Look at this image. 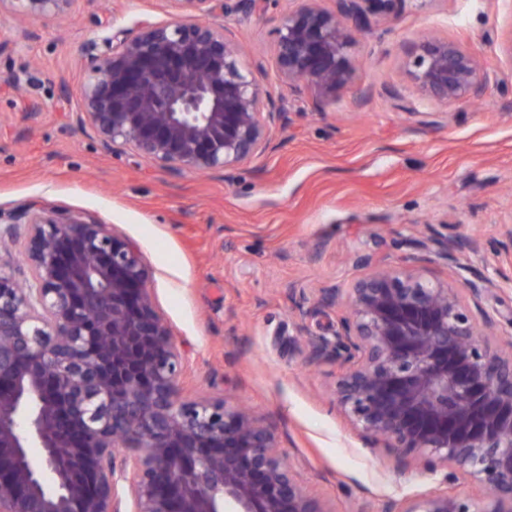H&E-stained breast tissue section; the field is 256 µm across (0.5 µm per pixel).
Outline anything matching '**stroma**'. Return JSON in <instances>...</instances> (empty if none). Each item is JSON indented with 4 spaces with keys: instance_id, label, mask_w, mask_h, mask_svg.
I'll return each mask as SVG.
<instances>
[{
    "instance_id": "35a3bbf8",
    "label": "stroma",
    "mask_w": 512,
    "mask_h": 512,
    "mask_svg": "<svg viewBox=\"0 0 512 512\" xmlns=\"http://www.w3.org/2000/svg\"><path fill=\"white\" fill-rule=\"evenodd\" d=\"M77 0L65 24L0 16V72L21 73L24 92L0 86V211L33 202L81 211L138 243L154 301L188 363L191 395H233L271 422L298 479L335 512H388L407 497L449 492L476 499L464 477L396 470L331 402L336 369L302 365L293 351L289 288L347 287L367 273L360 257L426 264L403 248L413 231L477 236L484 250L439 267L453 285L496 284L482 306L512 309V65L500 51L512 0H405L355 33L360 69L351 88L321 105L279 82L271 56L287 0L262 14L224 16L283 100L286 129L273 150L223 175L178 176L130 153L103 152L74 118L83 54L106 25L136 31L169 22L160 0ZM435 33L476 52L487 84L479 99L422 98L405 62ZM437 113L422 124L420 113ZM320 254H313L316 242Z\"/></svg>"
}]
</instances>
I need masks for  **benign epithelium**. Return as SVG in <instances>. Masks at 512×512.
Returning <instances> with one entry per match:
<instances>
[{
	"label": "benign epithelium",
	"instance_id": "benign-epithelium-1",
	"mask_svg": "<svg viewBox=\"0 0 512 512\" xmlns=\"http://www.w3.org/2000/svg\"><path fill=\"white\" fill-rule=\"evenodd\" d=\"M77 0H0V14L67 21ZM175 23L111 30L84 61L76 121L107 153L175 174H223L275 148L287 110L260 85L216 16L227 0H161ZM272 56L288 91L320 105L355 81L353 29L404 0H292ZM426 98L479 97L477 55L436 34L406 62ZM29 275L0 263V512H333L300 482L275 427L229 398L189 395L184 358L156 309L139 246L83 212L31 203L0 214ZM430 262H457L480 238L415 236ZM495 283L460 288L416 265L384 262L348 287L290 288L306 367L339 365L334 399L397 465L451 466L486 490L401 500L389 512H512V351L481 307ZM347 314L332 336L310 321Z\"/></svg>",
	"mask_w": 512,
	"mask_h": 512
}]
</instances>
